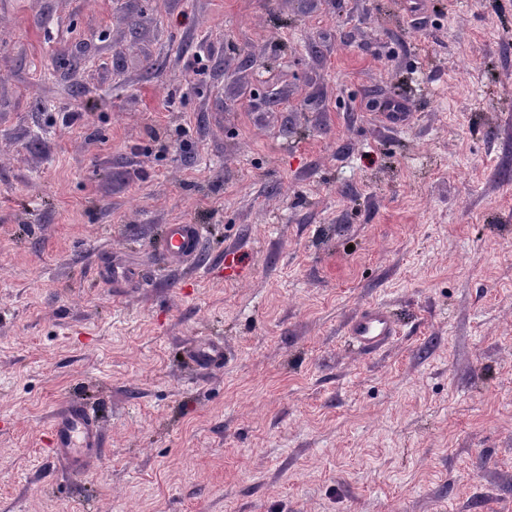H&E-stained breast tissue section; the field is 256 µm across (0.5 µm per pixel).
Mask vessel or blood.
Returning <instances> with one entry per match:
<instances>
[{
  "instance_id": "obj_1",
  "label": "vessel or blood",
  "mask_w": 512,
  "mask_h": 512,
  "mask_svg": "<svg viewBox=\"0 0 512 512\" xmlns=\"http://www.w3.org/2000/svg\"><path fill=\"white\" fill-rule=\"evenodd\" d=\"M203 228L198 224L165 225L159 240L161 249L173 264L193 262L203 245ZM398 332V325L386 304L377 303L359 311L346 328V336L353 350L369 354L384 347ZM224 357L220 344H204L193 349L192 362L198 367H210ZM53 447L57 455L75 470H84L99 458L106 441L101 423L94 412L78 403L60 408L51 423Z\"/></svg>"
}]
</instances>
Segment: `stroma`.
<instances>
[{
  "mask_svg": "<svg viewBox=\"0 0 512 512\" xmlns=\"http://www.w3.org/2000/svg\"><path fill=\"white\" fill-rule=\"evenodd\" d=\"M0 512H512V0H0ZM203 239V227L200 224H167L159 245L173 264L182 265L197 259ZM397 332L398 324L384 303L359 311L350 319L346 328L349 346L361 354L380 350ZM224 359V347L221 344H204L193 349L191 361L198 367H211ZM54 451L77 472L83 471L106 448L101 423L94 412L78 403L60 408L51 423Z\"/></svg>",
  "mask_w": 512,
  "mask_h": 512,
  "instance_id": "obj_1",
  "label": "stroma"
}]
</instances>
